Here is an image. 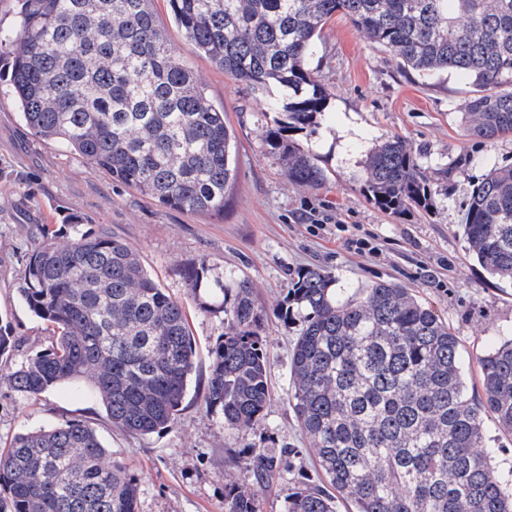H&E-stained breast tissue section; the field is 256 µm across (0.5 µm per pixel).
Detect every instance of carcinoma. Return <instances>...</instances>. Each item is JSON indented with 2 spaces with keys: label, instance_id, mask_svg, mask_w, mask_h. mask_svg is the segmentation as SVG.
<instances>
[{
  "label": "carcinoma",
  "instance_id": "1",
  "mask_svg": "<svg viewBox=\"0 0 512 512\" xmlns=\"http://www.w3.org/2000/svg\"><path fill=\"white\" fill-rule=\"evenodd\" d=\"M17 30L0 35L8 85L31 133L57 141L113 180L170 209L224 214L237 177L224 108L174 53L154 0H17ZM197 51L245 83L275 126L261 135L288 179L324 180L313 148L328 93L311 68L338 14L424 81L454 75L474 87L460 122L485 142L512 135V0H167ZM433 175L392 136L364 154L360 182L379 209L424 208ZM45 228L18 288L53 332L51 345L0 374L17 393L83 385L112 425L141 437L169 427L195 372L184 305L151 277L135 248L99 233ZM463 233L493 278L512 282V165L493 166L472 191ZM224 313L209 350L205 402L224 426L249 429L270 399V352L250 281L182 270ZM280 316L298 323L288 403L324 484L288 494L285 512H512V469L494 463L488 424L512 434V339L475 356L409 289L375 282L343 300L321 267L298 273ZM254 448V484L283 464ZM0 512H138L139 482L82 421L25 429L0 453ZM224 512H259L234 484Z\"/></svg>",
  "mask_w": 512,
  "mask_h": 512
}]
</instances>
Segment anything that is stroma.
Wrapping results in <instances>:
<instances>
[{"label": "stroma", "instance_id": "stroma-1", "mask_svg": "<svg viewBox=\"0 0 512 512\" xmlns=\"http://www.w3.org/2000/svg\"><path fill=\"white\" fill-rule=\"evenodd\" d=\"M167 38L223 106L237 141L238 178L223 215L201 216L159 206L55 142L27 129L7 81H0V323L17 345L0 354V372L48 348L51 334L17 293L43 224L68 231L81 218L86 234L108 231L134 246L162 288L180 300L198 345L196 371L183 409L168 428L141 437L112 425L100 403L75 386L31 397L0 382V450L25 429L75 420L91 423L115 458L138 474L139 512H224L227 477L248 484L251 449L295 448L288 469L258 489L261 512H284L289 493L319 476L288 404V360L297 324L279 315L297 273L323 267L341 297L380 280L402 284L431 304L475 357L512 333V285L489 279L473 261L462 230L478 179L494 164L512 165V136L488 145L469 136L459 112L472 85L451 77L424 82L389 51L334 17L321 35L312 68L329 94L327 115L310 141L325 174L316 187L289 182L263 140L267 118L249 88L205 57L175 25ZM404 138L421 165L450 169L435 181L430 209L379 210L358 182L371 141ZM370 242L358 252L354 239ZM206 258L214 272L233 270L252 283L263 313L272 365V396L253 428H225L204 401L208 349L224 329L221 312H205L186 288L181 268Z\"/></svg>", "mask_w": 512, "mask_h": 512}]
</instances>
